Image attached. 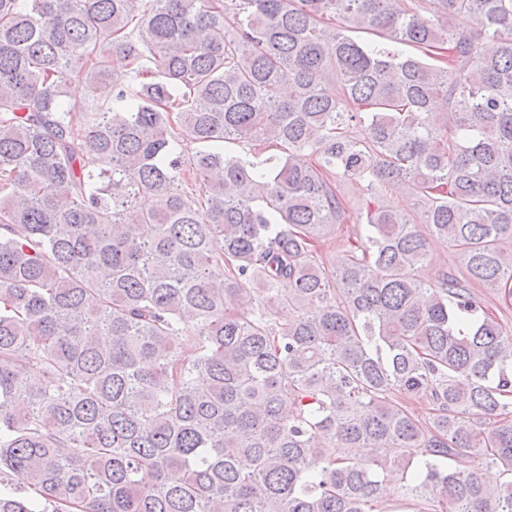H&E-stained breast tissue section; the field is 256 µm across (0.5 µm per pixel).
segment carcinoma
Wrapping results in <instances>:
<instances>
[{
  "instance_id": "carcinoma-1",
  "label": "carcinoma",
  "mask_w": 512,
  "mask_h": 512,
  "mask_svg": "<svg viewBox=\"0 0 512 512\" xmlns=\"http://www.w3.org/2000/svg\"><path fill=\"white\" fill-rule=\"evenodd\" d=\"M507 238L512 0H0V512H512ZM108 70V76L99 84L94 93L89 92L84 81L77 75H74L66 87L67 99L92 106L110 98L109 95L103 94V90L112 85V62L109 63ZM77 89H80V93L76 92ZM336 189L339 190L345 208L344 223L337 224L336 237L330 236L328 242L318 244L320 262L329 264L340 255L342 244L354 241L363 233L360 215L369 202L380 199L386 205L413 214L418 221L425 211V205L415 195L395 188L371 187L368 180L336 176ZM431 256L433 257L432 265L423 272L426 278H433L435 273L439 270H455L461 268L460 257L456 247L442 240H433L431 243ZM475 294L484 306L498 318L504 330L512 335V296L505 300L495 288H475Z\"/></svg>"
}]
</instances>
